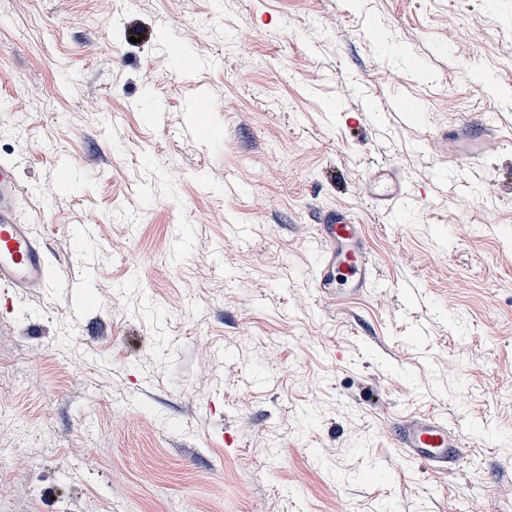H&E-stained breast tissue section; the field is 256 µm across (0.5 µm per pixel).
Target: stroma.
<instances>
[{
	"label": "stroma",
	"mask_w": 512,
	"mask_h": 512,
	"mask_svg": "<svg viewBox=\"0 0 512 512\" xmlns=\"http://www.w3.org/2000/svg\"><path fill=\"white\" fill-rule=\"evenodd\" d=\"M1 158L54 271L0 314L6 512H512V0H0ZM423 410L443 477L388 436ZM368 198L385 210H397L405 199L406 181L393 169L378 168L368 178ZM316 231L321 244L316 288L336 303L373 288L374 262L362 225L356 224L345 210H328L316 225ZM392 437L402 455L422 464L433 476L447 475L448 466L466 449L461 434L430 413L399 421Z\"/></svg>",
	"instance_id": "1"
}]
</instances>
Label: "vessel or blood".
Masks as SVG:
<instances>
[{
  "label": "vessel or blood",
  "instance_id": "vessel-or-blood-1",
  "mask_svg": "<svg viewBox=\"0 0 512 512\" xmlns=\"http://www.w3.org/2000/svg\"><path fill=\"white\" fill-rule=\"evenodd\" d=\"M366 192L385 210H397L405 199L406 181L392 169L371 173ZM24 195L14 164L0 160V288L16 293L45 285L50 280L49 255L45 242L25 224L19 213ZM321 244L316 286L337 302L365 294L374 285V262L362 227L342 209L323 213L316 226ZM394 443L405 457L419 462L434 476L447 474L458 461L465 445L461 434L432 414L422 413L395 424Z\"/></svg>",
  "mask_w": 512,
  "mask_h": 512
}]
</instances>
